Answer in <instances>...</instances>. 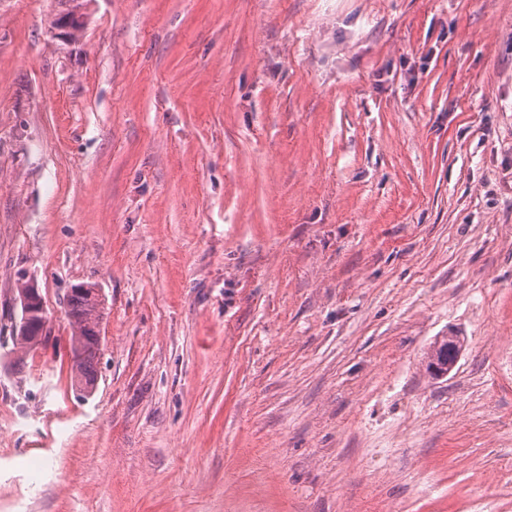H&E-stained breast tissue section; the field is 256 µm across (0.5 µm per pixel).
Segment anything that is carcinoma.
<instances>
[{"label":"carcinoma","mask_w":512,"mask_h":512,"mask_svg":"<svg viewBox=\"0 0 512 512\" xmlns=\"http://www.w3.org/2000/svg\"><path fill=\"white\" fill-rule=\"evenodd\" d=\"M60 3L65 8L55 14L51 21L53 25L65 16L83 12L86 0H60ZM66 317L72 328L70 346L74 351H83L81 358L73 363L74 380L77 384L92 389L97 385L98 354L95 346L102 321L101 309L87 294L74 292L67 299Z\"/></svg>","instance_id":"cac0c4a2"}]
</instances>
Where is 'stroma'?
<instances>
[{
	"instance_id": "obj_1",
	"label": "stroma",
	"mask_w": 512,
	"mask_h": 512,
	"mask_svg": "<svg viewBox=\"0 0 512 512\" xmlns=\"http://www.w3.org/2000/svg\"><path fill=\"white\" fill-rule=\"evenodd\" d=\"M58 9L0 0V512H512V0ZM33 289H31L28 295L21 296L23 293L27 291L29 288L28 280L23 279V277L18 278V296L21 297V305L23 309V318L20 325L21 334H28L33 327L35 319L39 321L42 325V335L45 332V328L47 325V312H46V302L44 298L40 295L37 288L31 285ZM20 330L17 334H14L12 330V336H10L14 346H16L19 351L26 353L29 349H31L34 344L25 336H21ZM75 290L89 291L95 301L83 292H73L67 299L66 317L72 328L70 346L72 351L83 350V355L73 363L74 380L76 384L93 389L97 385L98 354L95 346L98 342L97 331L102 321L99 307L101 299L98 288H79ZM99 332V331H98Z\"/></svg>"
}]
</instances>
